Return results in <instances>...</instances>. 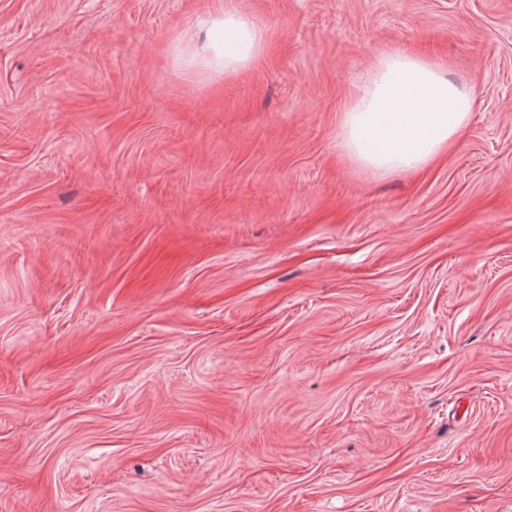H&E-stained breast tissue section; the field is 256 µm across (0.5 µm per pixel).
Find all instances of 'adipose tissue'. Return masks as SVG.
Wrapping results in <instances>:
<instances>
[{
    "instance_id": "obj_1",
    "label": "adipose tissue",
    "mask_w": 512,
    "mask_h": 512,
    "mask_svg": "<svg viewBox=\"0 0 512 512\" xmlns=\"http://www.w3.org/2000/svg\"><path fill=\"white\" fill-rule=\"evenodd\" d=\"M265 40V30L236 0H213L174 48L185 77L201 69L229 77L261 58ZM472 109L470 92L449 79L446 61L390 49L375 58L370 79L342 109L339 147L381 177L421 170L447 152Z\"/></svg>"
}]
</instances>
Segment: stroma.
<instances>
[{"label": "stroma", "instance_id": "35a3bbf8", "mask_svg": "<svg viewBox=\"0 0 512 512\" xmlns=\"http://www.w3.org/2000/svg\"><path fill=\"white\" fill-rule=\"evenodd\" d=\"M0 0V512H512V0ZM389 47L474 96L380 178ZM265 40V30L235 0H213L196 26L177 36L174 49L185 77L200 69L229 77L261 58ZM448 63L425 53L390 49L342 109L339 147L380 177L433 164L469 123L470 92L448 79Z\"/></svg>", "mask_w": 512, "mask_h": 512}]
</instances>
